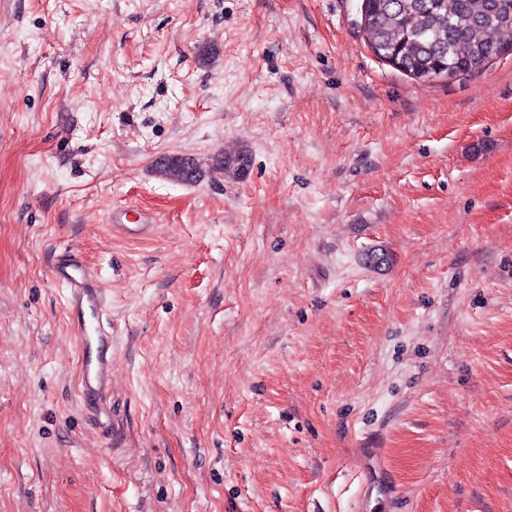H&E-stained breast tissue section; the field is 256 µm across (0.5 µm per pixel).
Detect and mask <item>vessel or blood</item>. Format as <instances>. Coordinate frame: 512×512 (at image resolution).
I'll use <instances>...</instances> for the list:
<instances>
[{
    "instance_id": "1",
    "label": "vessel or blood",
    "mask_w": 512,
    "mask_h": 512,
    "mask_svg": "<svg viewBox=\"0 0 512 512\" xmlns=\"http://www.w3.org/2000/svg\"><path fill=\"white\" fill-rule=\"evenodd\" d=\"M124 211L114 212L113 227L131 238L152 233L147 222L130 224ZM54 279L65 287L67 308L76 322L77 344L82 356L83 397L96 415L111 417L107 398L112 387V334L108 330L109 293L79 250L70 249L52 266Z\"/></svg>"
}]
</instances>
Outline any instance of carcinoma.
<instances>
[{
  "instance_id": "obj_1",
  "label": "carcinoma",
  "mask_w": 512,
  "mask_h": 512,
  "mask_svg": "<svg viewBox=\"0 0 512 512\" xmlns=\"http://www.w3.org/2000/svg\"><path fill=\"white\" fill-rule=\"evenodd\" d=\"M512 0H367L365 34L372 52L415 78H451L477 72L512 49ZM250 154L238 149L221 155L216 170L240 177L251 166ZM163 176L183 183L201 178L189 157L157 162Z\"/></svg>"
}]
</instances>
